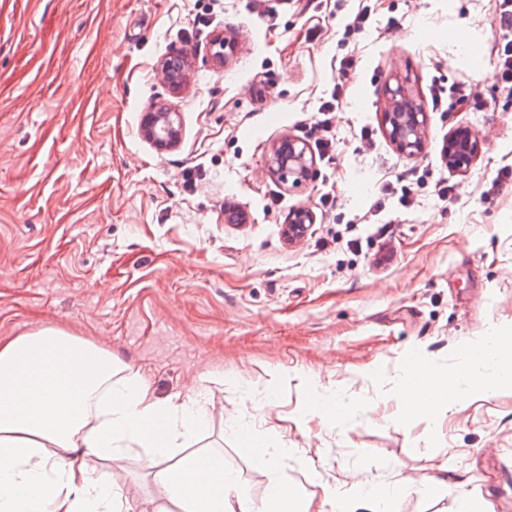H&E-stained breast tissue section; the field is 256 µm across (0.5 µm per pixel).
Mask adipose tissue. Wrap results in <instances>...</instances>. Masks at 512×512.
<instances>
[{"label":"adipose tissue","instance_id":"ef3b65f1","mask_svg":"<svg viewBox=\"0 0 512 512\" xmlns=\"http://www.w3.org/2000/svg\"><path fill=\"white\" fill-rule=\"evenodd\" d=\"M467 376L413 363L399 392L408 414L451 409L470 393L512 382V353L486 337ZM224 380L200 392L157 400L139 374L117 376L109 349L47 325L0 341V512H127L123 488L99 462L134 448L151 449L148 466L162 497L179 512H312L284 482L261 503L237 492L224 457L204 452L174 458L217 403ZM414 491L400 479L356 497L323 487L333 512H396Z\"/></svg>","mask_w":512,"mask_h":512}]
</instances>
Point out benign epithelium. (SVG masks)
<instances>
[{
  "mask_svg": "<svg viewBox=\"0 0 512 512\" xmlns=\"http://www.w3.org/2000/svg\"><path fill=\"white\" fill-rule=\"evenodd\" d=\"M185 61L167 57L160 61L159 69L166 82L179 85ZM389 139L396 147L409 156H417L423 150L425 119L409 79L398 81L397 86L388 90L387 107L384 113ZM140 128L145 139L160 150H167L179 143L182 134L180 113L165 105H154L141 118ZM481 147L479 136L468 127H458L448 136L444 148L448 167L464 170L470 166ZM268 169L282 184L301 186L312 179L314 159L308 145L293 137H285L273 145L268 159ZM313 223L311 212L297 209L290 223L284 227L288 240L296 242L307 235Z\"/></svg>",
  "mask_w": 512,
  "mask_h": 512,
  "instance_id": "obj_1",
  "label": "benign epithelium"
}]
</instances>
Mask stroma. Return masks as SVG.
<instances>
[{"mask_svg":"<svg viewBox=\"0 0 512 512\" xmlns=\"http://www.w3.org/2000/svg\"><path fill=\"white\" fill-rule=\"evenodd\" d=\"M494 16L495 0H0V339L62 326L161 400L223 374V407L190 448L223 454L254 502L275 481L306 501L325 484L357 494L441 475L450 493L411 494L399 512H452L461 492L512 512V386L427 415L397 399L410 360L463 375L488 332L512 342V186L485 193L512 168ZM219 35L235 43L223 65ZM170 55L186 60L176 89L158 68ZM406 77L427 114L415 157L383 126L386 90ZM339 84L330 157L282 185L273 143H313ZM452 85L477 107L436 111ZM155 104L181 114L167 151L140 132ZM459 124L482 145L464 172L442 157ZM386 185L407 186L408 204ZM228 203L244 223H225ZM297 208L315 222L291 243ZM312 387L343 397L346 417L306 416ZM241 421L289 447L276 469L242 452ZM103 468L130 512L163 506L142 449Z\"/></svg>","mask_w":512,"mask_h":512,"instance_id":"stroma-1","label":"stroma"}]
</instances>
